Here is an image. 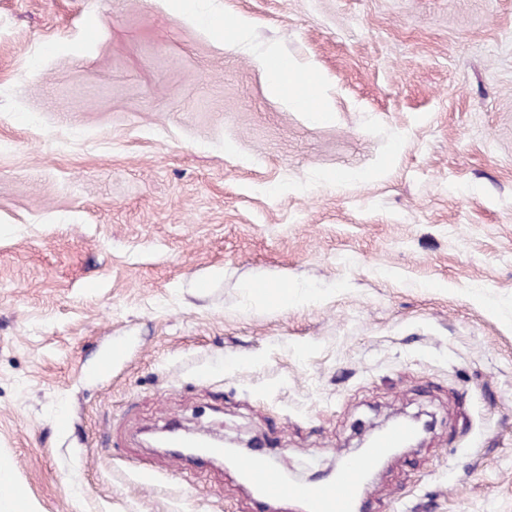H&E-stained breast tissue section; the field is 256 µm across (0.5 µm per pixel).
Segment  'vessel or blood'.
I'll list each match as a JSON object with an SVG mask.
<instances>
[{
	"label": "vessel or blood",
	"mask_w": 512,
	"mask_h": 512,
	"mask_svg": "<svg viewBox=\"0 0 512 512\" xmlns=\"http://www.w3.org/2000/svg\"><path fill=\"white\" fill-rule=\"evenodd\" d=\"M414 436L408 421L398 420L376 436L369 448L359 456L346 459L334 477L299 483L289 479L281 462L254 452L238 454L233 460L237 475L251 489L254 512H267L270 502L292 498L300 501L305 512H364V499L369 488L364 482L365 473L391 449L400 447ZM174 448L192 449V463L203 467L215 463L223 456L222 444L205 441L201 434L180 432L170 442Z\"/></svg>",
	"instance_id": "b4317fda"
}]
</instances>
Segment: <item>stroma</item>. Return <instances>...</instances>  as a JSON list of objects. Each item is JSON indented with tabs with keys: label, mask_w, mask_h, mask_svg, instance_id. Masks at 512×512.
I'll list each match as a JSON object with an SVG mask.
<instances>
[{
	"label": "stroma",
	"mask_w": 512,
	"mask_h": 512,
	"mask_svg": "<svg viewBox=\"0 0 512 512\" xmlns=\"http://www.w3.org/2000/svg\"><path fill=\"white\" fill-rule=\"evenodd\" d=\"M206 7L248 49L166 0H0V466L33 512H253L144 431L306 478L423 410L370 512H512V0ZM273 42L330 121L268 95ZM169 445L172 448H196L191 458L196 466L203 467L216 462L217 457H224L225 448L221 443L207 442L203 435L193 432H178Z\"/></svg>",
	"instance_id": "stroma-1"
}]
</instances>
